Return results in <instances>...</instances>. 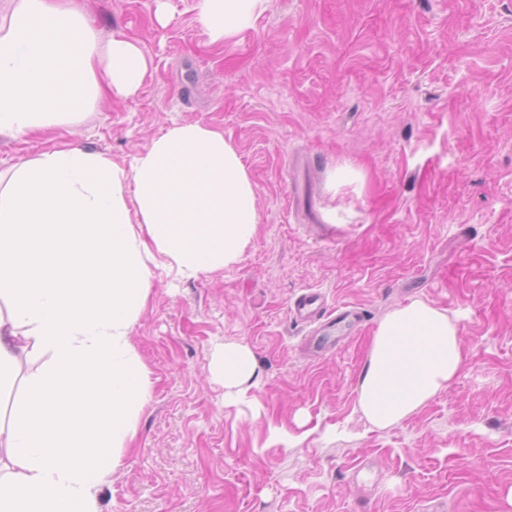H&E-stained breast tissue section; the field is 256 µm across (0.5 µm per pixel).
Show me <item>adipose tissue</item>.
<instances>
[{
    "mask_svg": "<svg viewBox=\"0 0 512 512\" xmlns=\"http://www.w3.org/2000/svg\"><path fill=\"white\" fill-rule=\"evenodd\" d=\"M265 0H198L211 42L249 28ZM142 49L101 39L76 0H7L0 18V134L76 122L100 99L137 92ZM255 192L221 131L177 124L130 167L104 152L52 146L10 171L0 189V389L15 378L25 339L46 370L0 425L14 462L0 477V512H95L94 493L136 436L148 372L130 332L157 257L186 277L222 271L256 235ZM457 319L422 300L379 321L358 386V410L386 429L458 377ZM225 401L245 395L256 359L228 343L211 362Z\"/></svg>",
    "mask_w": 512,
    "mask_h": 512,
    "instance_id": "obj_1",
    "label": "adipose tissue"
}]
</instances>
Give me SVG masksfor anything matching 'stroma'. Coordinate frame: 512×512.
Returning a JSON list of instances; mask_svg holds the SVG:
<instances>
[{
	"mask_svg": "<svg viewBox=\"0 0 512 512\" xmlns=\"http://www.w3.org/2000/svg\"><path fill=\"white\" fill-rule=\"evenodd\" d=\"M79 3L148 75L75 123L0 136V170L58 143L126 166L199 123L242 156L259 214L224 272L152 266L130 334L150 390L97 512H512V0H266L221 45L198 0H166L164 27L156 0ZM308 288L365 315L317 356L289 312ZM415 299L458 318L464 366L376 429L361 370L378 321ZM233 342L257 373L228 404L210 364ZM16 356L5 420L49 360Z\"/></svg>",
	"mask_w": 512,
	"mask_h": 512,
	"instance_id": "35a3bbf8",
	"label": "stroma"
}]
</instances>
